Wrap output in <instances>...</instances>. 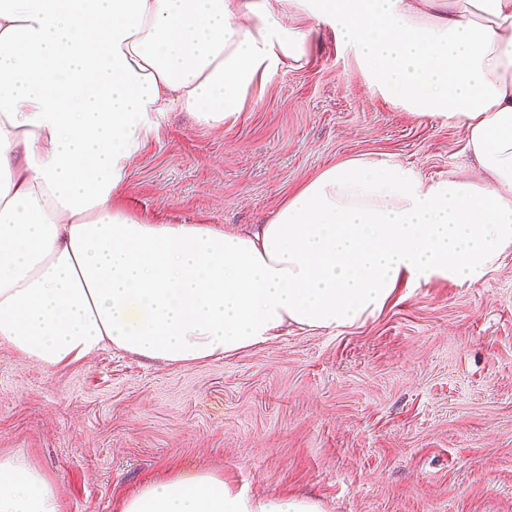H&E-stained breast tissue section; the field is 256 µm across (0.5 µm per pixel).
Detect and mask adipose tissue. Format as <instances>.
I'll use <instances>...</instances> for the list:
<instances>
[{
  "label": "adipose tissue",
  "mask_w": 512,
  "mask_h": 512,
  "mask_svg": "<svg viewBox=\"0 0 512 512\" xmlns=\"http://www.w3.org/2000/svg\"><path fill=\"white\" fill-rule=\"evenodd\" d=\"M0 0V343L48 370L104 346L178 366L381 312L401 285L472 284L512 249V0ZM393 104L463 127L477 176L351 157L247 231L150 224L115 200L150 113L203 124L302 64L322 26ZM0 512H61L0 456ZM120 512H322L178 473Z\"/></svg>",
  "instance_id": "adipose-tissue-1"
}]
</instances>
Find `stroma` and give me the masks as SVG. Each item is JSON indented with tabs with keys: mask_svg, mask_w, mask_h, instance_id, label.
<instances>
[{
	"mask_svg": "<svg viewBox=\"0 0 512 512\" xmlns=\"http://www.w3.org/2000/svg\"><path fill=\"white\" fill-rule=\"evenodd\" d=\"M307 53L225 122L152 113L118 207L234 231L349 157L473 176L464 130L372 92L331 28ZM16 453L63 512H118L196 469L324 512H512V251L473 284L402 287L365 322L181 368L106 347L48 371L2 343L0 455Z\"/></svg>",
	"mask_w": 512,
	"mask_h": 512,
	"instance_id": "35a3bbf8",
	"label": "stroma"
}]
</instances>
